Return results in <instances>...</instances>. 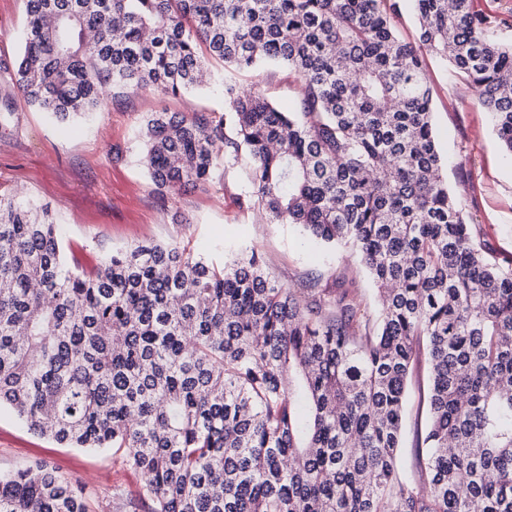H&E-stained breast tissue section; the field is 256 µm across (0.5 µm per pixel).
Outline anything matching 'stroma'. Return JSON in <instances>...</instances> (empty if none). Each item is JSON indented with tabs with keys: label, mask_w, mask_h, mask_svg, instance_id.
Instances as JSON below:
<instances>
[{
	"label": "stroma",
	"mask_w": 512,
	"mask_h": 512,
	"mask_svg": "<svg viewBox=\"0 0 512 512\" xmlns=\"http://www.w3.org/2000/svg\"><path fill=\"white\" fill-rule=\"evenodd\" d=\"M26 24V0H0V64L12 65L20 54ZM209 69L210 81L191 94L174 98L127 90L69 124L38 110L14 83L0 79V190L21 203L50 208L67 253L88 268L141 241L187 244L218 260L254 247L280 283L330 280L346 270L361 282L368 307H376V293L350 251L316 244L298 225L270 224L236 205L247 165L218 176L205 191L162 192L151 181L136 140L144 117L163 110L222 114L224 67L213 62ZM425 72L434 131L450 158L448 187L490 261L512 268V158L500 146L489 113L475 107L466 82L432 55L425 58ZM235 79L243 87L261 83L283 111L298 107L297 85L286 68L244 70ZM428 391L426 366L417 364L407 384L402 456L408 464L415 435L428 422ZM36 462L81 486L91 512H149L139 498L142 478L121 455L60 445L0 409V471Z\"/></svg>",
	"instance_id": "35a3bbf8"
}]
</instances>
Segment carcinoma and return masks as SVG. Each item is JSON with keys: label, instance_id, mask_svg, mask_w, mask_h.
<instances>
[{"label": "carcinoma", "instance_id": "cac0c4a2", "mask_svg": "<svg viewBox=\"0 0 512 512\" xmlns=\"http://www.w3.org/2000/svg\"><path fill=\"white\" fill-rule=\"evenodd\" d=\"M414 2L415 43L398 0H26L6 73L61 122L115 88L180 95L224 63V115L145 116L151 180L206 187L247 161L239 207L351 250L378 307L353 279L280 284L255 248L219 263L145 242L87 269L48 211L0 191V408L120 451L151 512H512V268L448 190L422 61L474 88L512 155V39L471 0ZM268 62L294 75L299 111L233 80ZM420 354L430 421L408 468ZM0 512L90 510L36 463L0 472ZM399 16L396 21V26L401 36L407 41H418L419 32L413 12L412 2L409 0H399Z\"/></svg>", "mask_w": 512, "mask_h": 512}]
</instances>
